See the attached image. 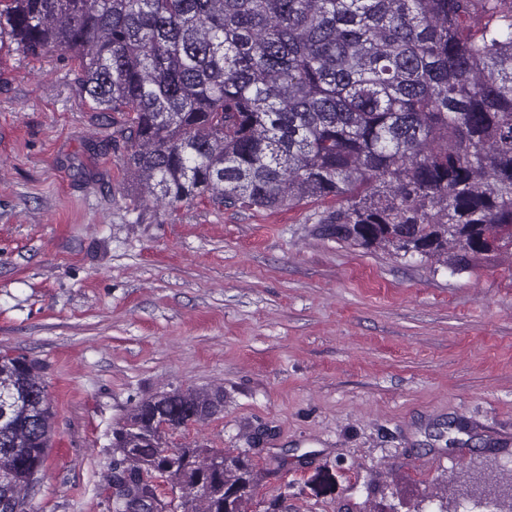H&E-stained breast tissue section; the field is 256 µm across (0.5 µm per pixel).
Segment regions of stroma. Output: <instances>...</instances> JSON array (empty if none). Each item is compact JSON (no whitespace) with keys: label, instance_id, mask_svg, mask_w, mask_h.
Instances as JSON below:
<instances>
[{"label":"stroma","instance_id":"35a3bbf8","mask_svg":"<svg viewBox=\"0 0 512 512\" xmlns=\"http://www.w3.org/2000/svg\"><path fill=\"white\" fill-rule=\"evenodd\" d=\"M111 139L57 54L0 50V352L38 364L54 413L33 512H110L113 427L174 388H223L168 441L251 459L245 512L512 499V259L354 249L313 199L142 207Z\"/></svg>","mask_w":512,"mask_h":512}]
</instances>
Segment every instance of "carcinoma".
<instances>
[{
    "label": "carcinoma",
    "mask_w": 512,
    "mask_h": 512,
    "mask_svg": "<svg viewBox=\"0 0 512 512\" xmlns=\"http://www.w3.org/2000/svg\"><path fill=\"white\" fill-rule=\"evenodd\" d=\"M4 47L78 72L143 206L332 198L315 230L339 244L512 258V0H0ZM223 411L221 389L141 400L112 432V512H244L245 456L164 453ZM52 418L35 363L0 353V512H29Z\"/></svg>",
    "instance_id": "carcinoma-1"
}]
</instances>
